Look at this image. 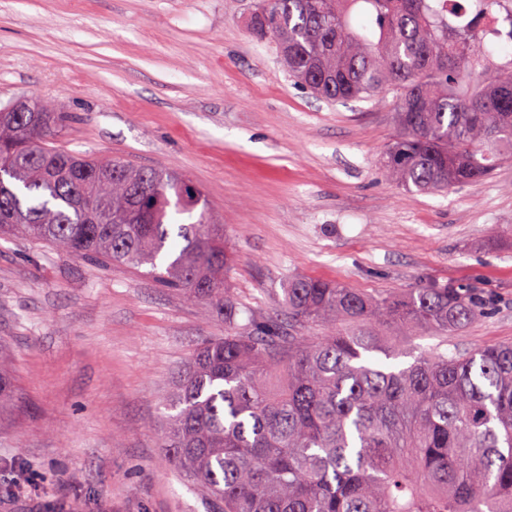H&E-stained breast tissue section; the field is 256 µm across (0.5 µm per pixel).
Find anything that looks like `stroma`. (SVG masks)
I'll return each instance as SVG.
<instances>
[{"label": "stroma", "mask_w": 512, "mask_h": 512, "mask_svg": "<svg viewBox=\"0 0 512 512\" xmlns=\"http://www.w3.org/2000/svg\"><path fill=\"white\" fill-rule=\"evenodd\" d=\"M254 0H0V108L54 99L58 142L189 178L241 311L304 276L492 298L441 350L512 342V163L444 193L390 182L391 103L317 98L253 37ZM224 332L147 276L0 239V512H212L161 446L191 350Z\"/></svg>", "instance_id": "obj_1"}]
</instances>
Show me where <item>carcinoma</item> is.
I'll use <instances>...</instances> for the list:
<instances>
[{
	"mask_svg": "<svg viewBox=\"0 0 512 512\" xmlns=\"http://www.w3.org/2000/svg\"><path fill=\"white\" fill-rule=\"evenodd\" d=\"M441 0H255L250 30L331 103L393 94L385 175L417 193L512 162V54ZM50 99L0 112V235L115 267H150L224 335L169 392L161 446L218 512H512V343L413 353L378 333L448 338L492 300L448 287L371 295L297 277L288 328L224 288V227L189 179L54 142ZM411 361L393 365L391 361Z\"/></svg>",
	"mask_w": 512,
	"mask_h": 512,
	"instance_id": "obj_1",
	"label": "carcinoma"
}]
</instances>
